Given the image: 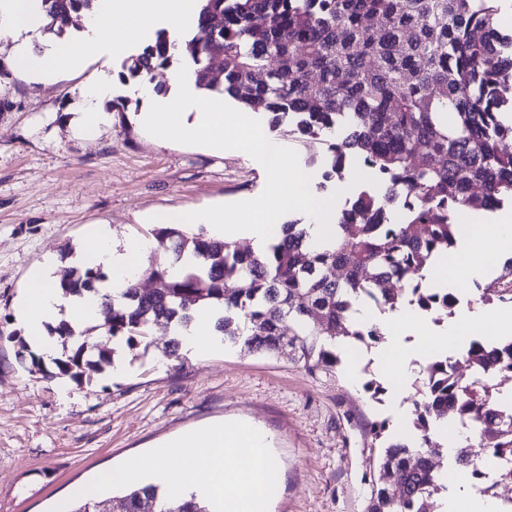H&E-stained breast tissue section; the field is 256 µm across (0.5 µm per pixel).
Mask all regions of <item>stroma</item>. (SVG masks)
I'll return each mask as SVG.
<instances>
[{"mask_svg":"<svg viewBox=\"0 0 512 512\" xmlns=\"http://www.w3.org/2000/svg\"><path fill=\"white\" fill-rule=\"evenodd\" d=\"M125 53L93 57L80 73L50 82L18 70L13 42L0 38V512H56L103 471L183 432L213 423L254 424L282 470L272 512H364L375 449L364 433L387 420L401 433L414 384L381 399L375 348L358 346L333 375H309L285 356L225 344L219 353L166 357L167 327L150 332L126 374L92 373L79 384L48 380L18 356L9 334L27 277L48 260L69 275L96 224L118 240L151 237L152 215L249 200L266 172L238 150L162 143L136 120L139 83L120 79ZM107 79L103 121L78 134L70 121L81 90Z\"/></svg>","mask_w":512,"mask_h":512,"instance_id":"1","label":"stroma"}]
</instances>
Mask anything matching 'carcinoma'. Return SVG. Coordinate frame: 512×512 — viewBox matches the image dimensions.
Listing matches in <instances>:
<instances>
[{
  "label": "carcinoma",
  "instance_id": "carcinoma-1",
  "mask_svg": "<svg viewBox=\"0 0 512 512\" xmlns=\"http://www.w3.org/2000/svg\"><path fill=\"white\" fill-rule=\"evenodd\" d=\"M47 31L61 37L73 15L92 11L95 0H41ZM507 0H198L197 26L210 32L181 44L160 32L124 62L141 82L154 71L188 58L201 92H214L244 110L261 112L272 133L299 136L313 152L306 164L322 170L320 188L344 179L354 163L370 169L384 191H360L336 212V238L314 248L303 225L290 221L283 236L262 253L189 236L174 224L154 230L160 247L180 259L186 251L202 266L177 278L155 267L164 287L149 294L131 283L117 302L99 294L107 280L88 261L61 283L67 295L101 298L100 324L107 341L132 352L149 346L151 327L188 323L196 305L224 306L217 328L224 340L262 354L288 353L309 373L335 372L351 356L336 351V339L381 343L375 324L354 317L353 300L396 311L404 304L428 313L457 302L448 288L430 286L450 260L463 208L491 212L512 201V34L500 20ZM278 69L268 68V57ZM224 57V84L214 83L209 62ZM474 300L512 303V258L501 273L476 286ZM60 356L49 379H91L112 363L114 349L74 340L64 321ZM18 355L34 369L18 331L10 334ZM465 378L450 358L430 362L419 381L413 411L417 439L387 438L386 421L366 430L379 449L365 512H440L448 479L433 465L442 445L434 422L465 421L478 451L454 456L455 467L484 479L512 480V404H502L498 375L512 374V340H472ZM209 512L192 496L163 499L151 485H133L103 501L80 500L73 512Z\"/></svg>",
  "mask_w": 512,
  "mask_h": 512
}]
</instances>
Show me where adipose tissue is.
Here are the masks:
<instances>
[{"mask_svg": "<svg viewBox=\"0 0 512 512\" xmlns=\"http://www.w3.org/2000/svg\"><path fill=\"white\" fill-rule=\"evenodd\" d=\"M195 0H98L93 16L84 18L82 43L74 47L60 41L37 53L33 42L46 21L41 0H0V35L13 41V56L18 67L46 78L81 69L89 54H111L144 40L157 26H165L171 38L182 35L183 28L195 26ZM157 243L151 238L117 240L108 225L100 224L90 234L81 250L83 259L93 261L107 272L101 292L120 293L128 282L138 281ZM459 264L447 278L434 280V287L454 288L482 280L489 263L512 257V214H500L496 222H488L483 213L468 212L457 246ZM28 300L18 319L25 335L35 339L46 354H54L56 341L49 336V327L62 318L71 324L85 326L98 321L95 306L81 298L64 297L59 282L47 271H34L26 281ZM224 315L222 306H201L192 314L189 326L174 329L185 352L200 349L219 350L224 336L217 324ZM359 318L377 323L386 335V343L377 358L382 366L400 361L399 385L414 375V365L425 362L434 353L429 343L432 329L419 322L413 313L402 308L394 317L377 315L369 307H361ZM481 334L512 337V321H486L468 307H460L441 337L445 356L459 359L464 353L467 337Z\"/></svg>", "mask_w": 512, "mask_h": 512, "instance_id": "ef3b65f1", "label": "adipose tissue"}]
</instances>
